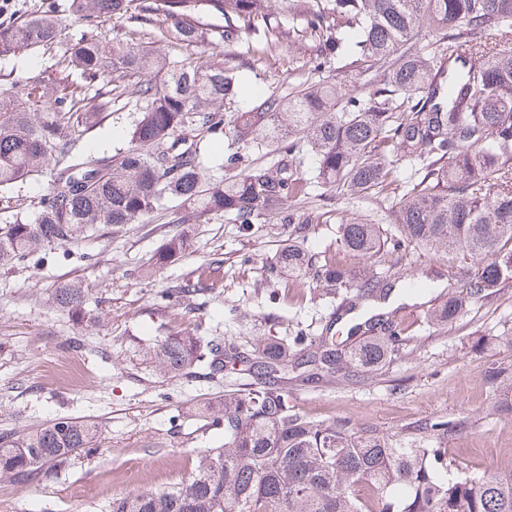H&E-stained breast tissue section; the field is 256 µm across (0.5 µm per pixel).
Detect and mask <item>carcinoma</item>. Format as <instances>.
<instances>
[{
  "label": "carcinoma",
  "mask_w": 512,
  "mask_h": 512,
  "mask_svg": "<svg viewBox=\"0 0 512 512\" xmlns=\"http://www.w3.org/2000/svg\"><path fill=\"white\" fill-rule=\"evenodd\" d=\"M70 0L74 13L127 16L120 40L97 34L65 36L60 20L40 11L18 24H0V57L62 47L38 75L0 88V199L50 170L34 203L35 222L0 227V270L48 247L83 240L101 226L143 224L168 200L195 218L230 214L248 226L283 212L318 184L342 196L377 192L399 181L386 160L418 167L404 183L393 223L340 225V242L371 270L345 269L291 241L271 271L309 274L336 296V319L357 300L383 303L394 291L403 261L421 252L459 263L465 288L446 287L430 322L455 324L468 303L512 285V0H284L316 43L317 72L336 63L361 76L381 73L380 87L355 93L315 81L282 95L263 94L244 112H228L237 97L236 70L172 58L162 44L221 46L243 37L268 46L279 32L265 0ZM172 26L149 31L154 12ZM224 17V31L204 27ZM358 31L343 49L338 31ZM438 34V48L420 46ZM137 118L128 146L110 155L90 152L86 135L116 107ZM228 140L224 161L206 146ZM314 156L315 176L293 171L298 144ZM271 149V164L241 166L243 153ZM189 248L185 232L169 235L154 256L161 267ZM223 287L214 276L189 278L157 296L160 308L195 310L193 299ZM88 295L80 281L55 288L52 304L79 311ZM333 324L310 336H254L237 344L171 329L141 348V356L172 378L202 363L215 372L240 363L258 382L227 390L205 417L223 426L224 447L203 454L185 483L112 500L110 512H512V475L450 476L448 439L461 424L438 419L411 436L359 435L344 420H316L288 403L281 380L307 382L381 370L411 342L394 312H377L347 329ZM499 385L497 411L512 416V369L487 370ZM98 427L62 417L0 443V478L23 488L51 482L79 451L92 448Z\"/></svg>",
  "instance_id": "1"
}]
</instances>
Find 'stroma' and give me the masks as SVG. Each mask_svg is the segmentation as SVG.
Returning <instances> with one entry per match:
<instances>
[{"label": "stroma", "instance_id": "obj_1", "mask_svg": "<svg viewBox=\"0 0 512 512\" xmlns=\"http://www.w3.org/2000/svg\"><path fill=\"white\" fill-rule=\"evenodd\" d=\"M50 9L72 34L99 28L121 37L125 20L92 25L67 11V0H0V22L11 23ZM313 43L292 32L270 49L239 43L225 51L224 63L238 69L239 93L231 109L241 112L259 95L295 91L315 81L299 60ZM51 62L42 50L0 57V85L26 81ZM133 112L112 113L87 137L98 153L125 148ZM400 181L377 193L347 198L312 188L309 198L289 203L294 224L265 216L250 228L218 214L190 221L193 239L178 261L153 266L151 257L174 233L176 211L165 203L145 224L102 228L81 242L47 249L41 260L0 270V438L37 429L60 417L95 422L96 449L76 457L50 483L24 489L0 480V512H108L113 499L138 489H162L188 480L199 452L221 447L223 430L198 415L204 402L216 403L230 389H246L251 376L227 369L210 374L198 366L171 378L142 364V346L176 327H198L204 336L288 335L303 328L319 334L336 307L323 296L297 301L300 283L275 276L268 267L288 240L314 253L354 266L343 250L337 227L349 222L389 224ZM47 188L46 178L27 180L0 201V225L16 218L35 220L32 206ZM224 262V286L201 298L196 309H157V292L197 274L213 260ZM79 280L88 289L81 314L57 309L53 290ZM388 308L401 307L414 326L410 345L377 375L317 384L288 381L296 409L318 419L350 420L357 433L407 431L437 419L461 420L464 430L448 443L452 473H505L512 462V417L499 414V392L485 378L490 363L512 359V288L470 305L448 330L424 323V298L393 294ZM77 344L81 377L65 385L48 381Z\"/></svg>", "mask_w": 512, "mask_h": 512}]
</instances>
